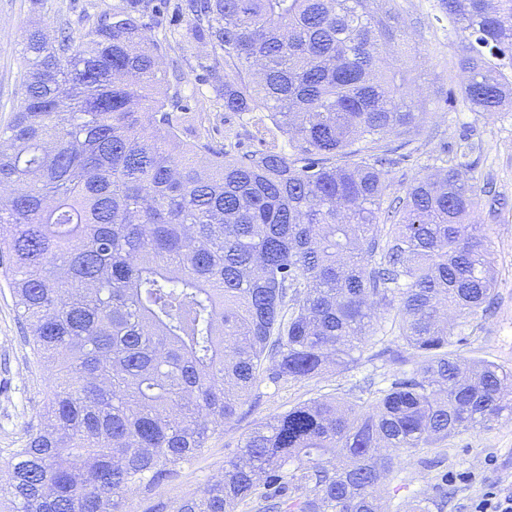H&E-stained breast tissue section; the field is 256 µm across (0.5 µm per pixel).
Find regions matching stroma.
Returning a JSON list of instances; mask_svg holds the SVG:
<instances>
[{"instance_id":"1","label":"stroma","mask_w":512,"mask_h":512,"mask_svg":"<svg viewBox=\"0 0 512 512\" xmlns=\"http://www.w3.org/2000/svg\"><path fill=\"white\" fill-rule=\"evenodd\" d=\"M184 0H163L144 21L149 35L162 50L164 68L178 67L181 94L189 106L180 137L188 143L207 140L227 147L240 132L235 113L225 111L214 90L224 73L223 58L188 35L191 18L179 10ZM124 0H0V129L5 128L21 102V48L26 29L37 24L50 35L70 27L81 40L97 15L122 7ZM391 8L408 24L418 65L419 111L426 123L414 142L411 157L394 165L388 175L391 191L405 192L414 179L431 172L436 156L456 145L462 135L483 142L477 167L497 194L512 202V112L475 119L458 94L460 38L453 23L441 16L438 0H391ZM475 220L484 224L493 240L491 266L495 273L496 300L492 311L480 315L467 329L460 355L512 369V211L494 217L480 211ZM394 313L380 311L375 340L363 348L358 363L345 371L329 370L320 379L275 388L261 382L252 390V408L224 424L192 463L181 466L176 481L128 498L131 512H145L157 502H174L206 487L223 474L226 461L237 455L245 436L256 424L282 414L320 395L357 396L366 380L377 387L390 385L401 365L378 359L381 346L396 342ZM53 370L37 358L20 322L10 288L0 281V456L20 447L28 432L39 428ZM387 482L384 512H407L418 497L437 495L447 488L443 512H470L473 501L490 484L512 490V420L477 432L454 436L422 449L414 457L395 459Z\"/></svg>"}]
</instances>
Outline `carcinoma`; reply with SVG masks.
I'll return each instance as SVG.
<instances>
[{
	"label": "carcinoma",
	"instance_id": "1",
	"mask_svg": "<svg viewBox=\"0 0 512 512\" xmlns=\"http://www.w3.org/2000/svg\"><path fill=\"white\" fill-rule=\"evenodd\" d=\"M371 0H187L224 57V111L259 149L182 145L127 0L78 44L28 31L24 98L0 131V273L56 364L44 426L0 464L7 512H127L174 482L259 383L350 368L395 307L412 372L369 401L320 397L254 427L224 476L149 512H381L393 459L512 419V371L466 364L493 302L495 206L464 138L390 193L426 113L406 22ZM475 117L512 110V0H440ZM263 109L269 123L249 114ZM288 140V151L278 138Z\"/></svg>",
	"mask_w": 512,
	"mask_h": 512
}]
</instances>
